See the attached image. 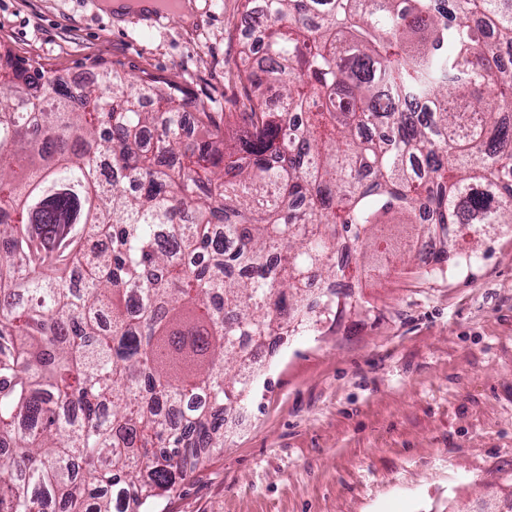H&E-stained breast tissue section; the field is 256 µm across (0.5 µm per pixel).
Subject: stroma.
Returning a JSON list of instances; mask_svg holds the SVG:
<instances>
[{
  "label": "stroma",
  "instance_id": "35a3bbf8",
  "mask_svg": "<svg viewBox=\"0 0 512 512\" xmlns=\"http://www.w3.org/2000/svg\"><path fill=\"white\" fill-rule=\"evenodd\" d=\"M115 18L102 0H0V54L73 77L101 56L210 111L241 99L242 0ZM429 273L366 271L336 318L289 333L245 425L154 512H512V224Z\"/></svg>",
  "mask_w": 512,
  "mask_h": 512
}]
</instances>
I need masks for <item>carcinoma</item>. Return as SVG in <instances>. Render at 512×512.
<instances>
[{
	"mask_svg": "<svg viewBox=\"0 0 512 512\" xmlns=\"http://www.w3.org/2000/svg\"><path fill=\"white\" fill-rule=\"evenodd\" d=\"M267 3L233 137L104 58L0 71V512H150L339 308L347 243L512 224V0Z\"/></svg>",
	"mask_w": 512,
	"mask_h": 512,
	"instance_id": "carcinoma-1",
	"label": "carcinoma"
}]
</instances>
